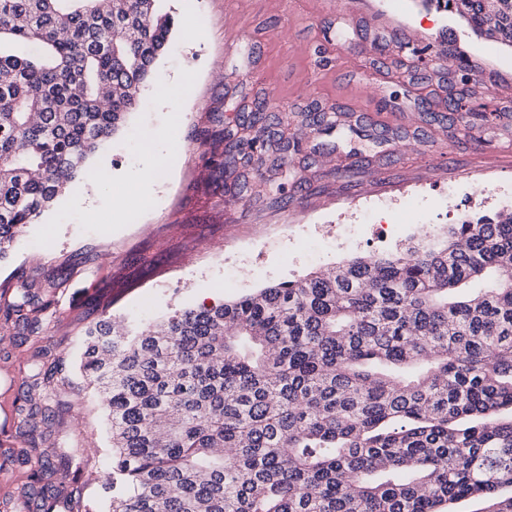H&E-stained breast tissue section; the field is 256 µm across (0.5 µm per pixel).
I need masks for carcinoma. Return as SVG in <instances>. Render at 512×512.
Wrapping results in <instances>:
<instances>
[{"label": "carcinoma", "instance_id": "1", "mask_svg": "<svg viewBox=\"0 0 512 512\" xmlns=\"http://www.w3.org/2000/svg\"><path fill=\"white\" fill-rule=\"evenodd\" d=\"M168 0H0V259L124 127L169 47ZM512 45V0H422ZM480 103L465 133L489 121ZM242 123L237 153L290 141ZM341 114L310 113L309 126ZM49 300L4 301L0 329ZM80 372L112 438L109 512H512V211L464 218L436 243L356 256L296 281L131 327L85 332ZM43 458L28 512H92L76 478Z\"/></svg>", "mask_w": 512, "mask_h": 512}]
</instances>
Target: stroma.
Returning a JSON list of instances; mask_svg holds the SVG:
<instances>
[{
    "instance_id": "obj_1",
    "label": "stroma",
    "mask_w": 512,
    "mask_h": 512,
    "mask_svg": "<svg viewBox=\"0 0 512 512\" xmlns=\"http://www.w3.org/2000/svg\"><path fill=\"white\" fill-rule=\"evenodd\" d=\"M175 28L158 78L140 92L126 127L88 161L71 187L0 261V288L49 286L51 307L35 330L0 337V512H17L29 464L19 436L20 397L32 354L62 362L47 394L48 451L83 472V495L107 512L97 477L112 462L105 418L75 376L82 335L115 315L148 323L293 281L351 256L400 251L416 222L440 227L512 202V47L475 34L421 0H171ZM247 30L224 43L226 16ZM419 48L390 45L384 24ZM468 83H461V74ZM496 96L489 123L460 133L450 102ZM287 119L297 141L285 158V193L256 194L255 164L237 159L215 180L212 151L228 149L256 103ZM306 112H344L363 137L339 138L302 123ZM179 143L175 165L153 152ZM247 188H240L239 179ZM93 199L94 219L72 207ZM123 198L136 205L116 215Z\"/></svg>"
}]
</instances>
